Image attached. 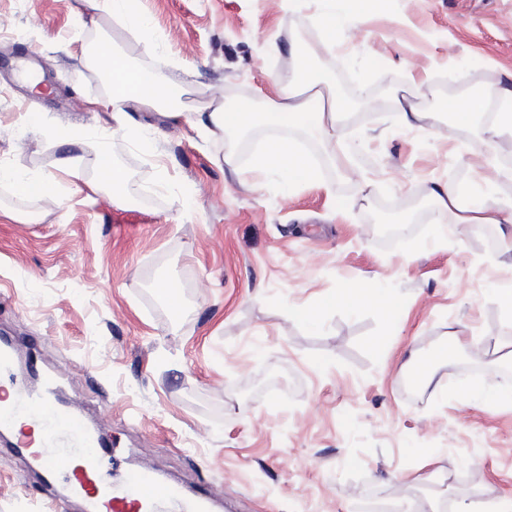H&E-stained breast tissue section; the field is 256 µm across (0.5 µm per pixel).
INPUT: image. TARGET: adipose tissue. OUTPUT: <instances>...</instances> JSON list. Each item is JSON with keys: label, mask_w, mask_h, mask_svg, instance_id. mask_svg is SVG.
Listing matches in <instances>:
<instances>
[{"label": "adipose tissue", "mask_w": 512, "mask_h": 512, "mask_svg": "<svg viewBox=\"0 0 512 512\" xmlns=\"http://www.w3.org/2000/svg\"><path fill=\"white\" fill-rule=\"evenodd\" d=\"M133 0H83L90 24H97L100 16L107 15L124 21L142 42L150 44L154 34L141 9L133 8ZM361 0H315V20L320 24L328 46H335L336 37L344 24L357 14ZM292 72L287 86L278 88L274 97L268 98L265 111L258 112L250 104L233 106L224 101L208 99L195 107V121L210 134H237L263 123L271 127H298L310 131L320 138L329 160L337 169L344 170L354 161L355 147L337 135L338 117L346 111L348 104L337 93L335 87L322 84L312 71L309 61L298 45H291ZM112 86L109 104L111 117L117 128L128 126L127 108L136 105L154 109L165 103L172 91V83L162 67L150 70L130 67L123 57L113 56ZM253 170L272 173L287 185L315 183L317 171L308 159L297 152L287 141L272 142L256 154L251 163ZM0 181L11 183L22 196L42 201L47 208H55L59 194L54 181L35 172H17L0 167ZM430 195L440 214H453L460 224L504 225L503 244L512 250V212L503 211L491 197L474 203H461L455 186L432 187ZM331 304L348 308L363 303H374L384 309L390 322H397L398 307L386 292L365 285L337 289L330 298Z\"/></svg>", "instance_id": "obj_1"}]
</instances>
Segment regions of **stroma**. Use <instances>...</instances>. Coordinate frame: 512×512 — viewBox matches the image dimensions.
Here are the masks:
<instances>
[{
    "mask_svg": "<svg viewBox=\"0 0 512 512\" xmlns=\"http://www.w3.org/2000/svg\"><path fill=\"white\" fill-rule=\"evenodd\" d=\"M140 2L150 51L117 19L87 25L79 0H0V162L54 177L63 199L49 211L0 182V333L22 348L21 373L61 371L60 400L116 449L104 471L147 465L190 490L223 481L218 512L511 500L512 402L471 400L463 371L512 389V321L485 286L512 285V253L441 218L425 186L462 177L512 209V185L488 183L470 151L483 141L512 158V137L491 138L480 116L454 122L456 101L512 85V0H386L332 49L313 0ZM294 42L349 100L339 129L365 148L339 175L322 143L285 130L322 174L292 188L239 155L275 137L269 127L212 137L139 108L113 130L90 54L101 44L141 69L163 64L187 108L214 95L262 105ZM359 86L370 97L355 98ZM401 96L426 112L423 131L400 126ZM63 124L107 135L122 182L97 185L90 142L57 137ZM401 222L411 233L389 240L384 226ZM348 283L397 299L398 327L374 304L324 307ZM292 305L316 322L290 318ZM461 324L467 345L440 359ZM413 356L434 374L417 392L403 369ZM58 495L0 442V512H51Z\"/></svg>",
    "mask_w": 512,
    "mask_h": 512,
    "instance_id": "35a3bbf8",
    "label": "stroma"
}]
</instances>
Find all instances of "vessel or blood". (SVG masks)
I'll use <instances>...</instances> for the list:
<instances>
[{"label": "vessel or blood", "instance_id": "vessel-or-blood-1", "mask_svg": "<svg viewBox=\"0 0 512 512\" xmlns=\"http://www.w3.org/2000/svg\"><path fill=\"white\" fill-rule=\"evenodd\" d=\"M16 357L15 342L1 337L0 375L10 376L13 397L0 401V429L21 418L39 427V442H16V450L35 460L46 483L63 482L64 498L81 502L83 512H211L223 497V486L212 484L206 491L190 494L147 466L106 478L99 462L112 452L107 441L81 415L56 400L52 372H44L40 390L13 376Z\"/></svg>", "mask_w": 512, "mask_h": 512}]
</instances>
